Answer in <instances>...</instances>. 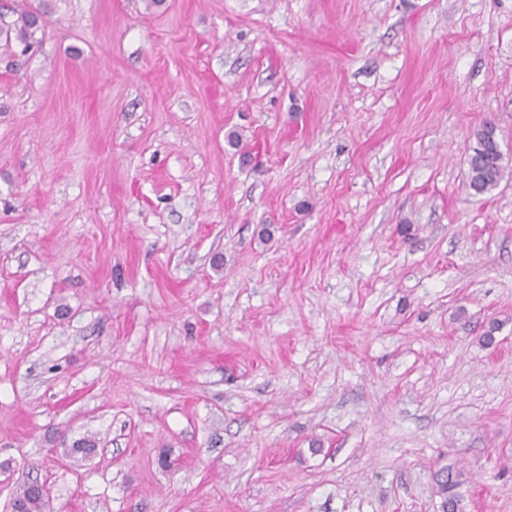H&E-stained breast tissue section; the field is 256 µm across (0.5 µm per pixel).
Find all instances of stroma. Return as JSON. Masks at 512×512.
Masks as SVG:
<instances>
[{"label": "stroma", "mask_w": 512, "mask_h": 512, "mask_svg": "<svg viewBox=\"0 0 512 512\" xmlns=\"http://www.w3.org/2000/svg\"><path fill=\"white\" fill-rule=\"evenodd\" d=\"M49 3L0 47V512H442L451 465L512 512V0ZM496 126L485 123L472 133L468 165V185L477 195L490 193L496 188L505 170L500 142L496 143ZM497 148L499 153L497 152ZM46 501L32 492L30 485L20 486L12 495L9 502V511L21 509V512H43Z\"/></svg>", "instance_id": "stroma-1"}]
</instances>
